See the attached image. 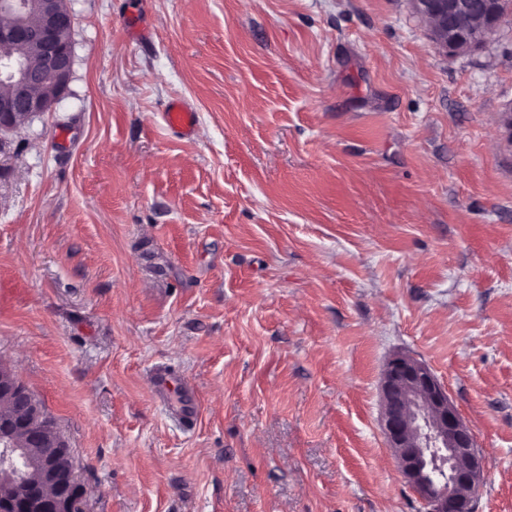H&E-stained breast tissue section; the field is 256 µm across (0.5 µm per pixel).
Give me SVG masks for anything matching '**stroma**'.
I'll return each mask as SVG.
<instances>
[{
  "label": "stroma",
  "instance_id": "obj_1",
  "mask_svg": "<svg viewBox=\"0 0 512 512\" xmlns=\"http://www.w3.org/2000/svg\"><path fill=\"white\" fill-rule=\"evenodd\" d=\"M69 6L67 94L0 143V362L89 512H425L380 425L397 352L512 512V15L447 56L410 0ZM164 118L168 127L184 135H190L196 125L195 112L180 101H172L167 105ZM151 383L155 398L164 404L166 402L173 404L176 407L173 411L182 422L190 424L195 420L196 407L187 394L186 384L180 377L166 370L157 369L151 375Z\"/></svg>",
  "mask_w": 512,
  "mask_h": 512
}]
</instances>
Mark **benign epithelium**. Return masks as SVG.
I'll return each mask as SVG.
<instances>
[{
    "label": "benign epithelium",
    "mask_w": 512,
    "mask_h": 512,
    "mask_svg": "<svg viewBox=\"0 0 512 512\" xmlns=\"http://www.w3.org/2000/svg\"><path fill=\"white\" fill-rule=\"evenodd\" d=\"M428 24L429 36L447 55L481 48L502 26L500 0H410ZM0 79L11 93L0 98V135L52 111L72 78L73 14L66 0H0ZM36 45L42 59L32 63L11 49ZM0 398L29 407L18 418L0 417V468L14 451L37 449L38 477L25 493L0 500V512H84L85 494L75 467L64 468L67 444L54 420L29 389L0 363ZM381 425L405 484L426 512H474L486 464L470 426L461 418L431 369L398 353L380 380Z\"/></svg>",
    "instance_id": "obj_1"
}]
</instances>
